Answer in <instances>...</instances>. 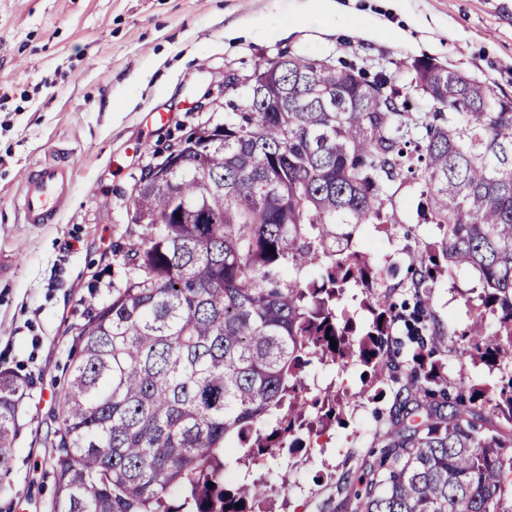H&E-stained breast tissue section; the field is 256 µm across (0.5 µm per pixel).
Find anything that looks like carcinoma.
Listing matches in <instances>:
<instances>
[{"instance_id": "cac0c4a2", "label": "carcinoma", "mask_w": 512, "mask_h": 512, "mask_svg": "<svg viewBox=\"0 0 512 512\" xmlns=\"http://www.w3.org/2000/svg\"><path fill=\"white\" fill-rule=\"evenodd\" d=\"M397 79L283 54L245 77L223 142L201 154L199 132L179 141L176 190L151 167L140 175L146 234L126 252L130 274L73 339L51 512H254L266 486L225 483L224 457L264 467L309 427L321 436L345 402L303 394L314 358L401 383L379 460L346 482L352 512H512V371L450 395L429 305L441 278L476 274L462 351L512 368V98L423 58L409 87L427 107L412 112ZM401 224L440 238L403 247L411 277L398 287L411 300L377 298L360 326L339 304L382 274L356 235ZM400 321L416 343L403 360ZM26 389L0 371V466ZM489 404L499 423L484 427Z\"/></svg>"}]
</instances>
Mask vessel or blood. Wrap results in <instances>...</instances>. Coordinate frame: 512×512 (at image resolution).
I'll list each match as a JSON object with an SVG mask.
<instances>
[{"label":"vessel or blood","mask_w":512,"mask_h":512,"mask_svg":"<svg viewBox=\"0 0 512 512\" xmlns=\"http://www.w3.org/2000/svg\"><path fill=\"white\" fill-rule=\"evenodd\" d=\"M72 178L60 164L49 163L28 171L16 206L25 223L53 221L71 193Z\"/></svg>","instance_id":"obj_1"}]
</instances>
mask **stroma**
<instances>
[{
	"mask_svg": "<svg viewBox=\"0 0 512 512\" xmlns=\"http://www.w3.org/2000/svg\"><path fill=\"white\" fill-rule=\"evenodd\" d=\"M318 0H0V369L30 382L8 467L0 469V512H49L55 486L51 441L58 395L77 353L72 338L112 285L124 280L132 187L167 148L204 120L208 92L225 89L285 52L354 59L376 72L407 70L430 57L512 97V0H339L319 24ZM166 113L165 122L154 119ZM67 164L72 195L54 223H22L15 203L26 171ZM388 240L374 229L360 243L382 270L376 288H350L343 307L365 320L360 301L407 280L403 245L438 238L429 224L402 225ZM480 292L464 273L431 294L445 336L437 358L450 383L493 386L500 369L461 352L469 308ZM362 366L312 362L308 394L348 395L341 419L310 448L283 450L266 467L229 461L273 494L266 512H342L339 480L379 455L390 424L394 383L369 387Z\"/></svg>",
	"mask_w": 512,
	"mask_h": 512,
	"instance_id": "stroma-1",
	"label": "stroma"
}]
</instances>
